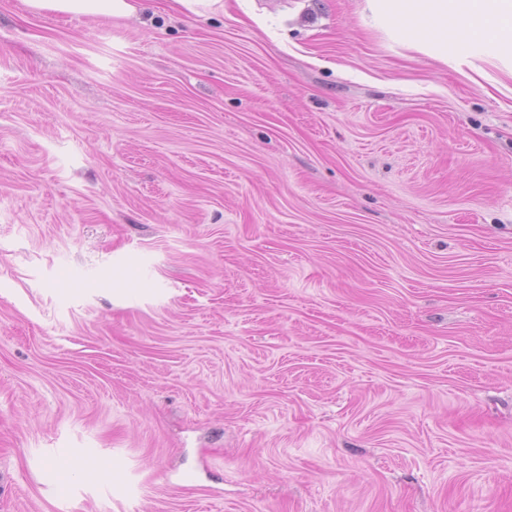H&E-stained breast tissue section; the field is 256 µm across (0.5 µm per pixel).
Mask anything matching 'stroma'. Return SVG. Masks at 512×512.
Returning a JSON list of instances; mask_svg holds the SVG:
<instances>
[{
	"mask_svg": "<svg viewBox=\"0 0 512 512\" xmlns=\"http://www.w3.org/2000/svg\"><path fill=\"white\" fill-rule=\"evenodd\" d=\"M143 3L0 0V512H512V56ZM139 0H23L34 13L129 18L139 12Z\"/></svg>",
	"mask_w": 512,
	"mask_h": 512,
	"instance_id": "1",
	"label": "stroma"
}]
</instances>
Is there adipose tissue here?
<instances>
[{
  "label": "adipose tissue",
  "mask_w": 512,
  "mask_h": 512,
  "mask_svg": "<svg viewBox=\"0 0 512 512\" xmlns=\"http://www.w3.org/2000/svg\"><path fill=\"white\" fill-rule=\"evenodd\" d=\"M35 13L129 18L139 12L138 0H23ZM382 20L408 21L429 34L428 49L447 56L472 45L512 47V0H369Z\"/></svg>",
  "instance_id": "obj_1"
}]
</instances>
